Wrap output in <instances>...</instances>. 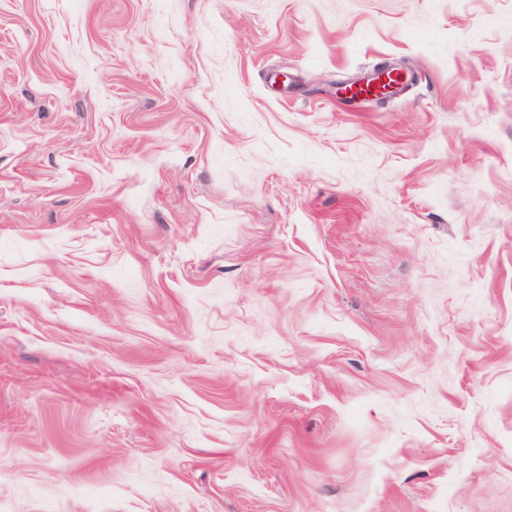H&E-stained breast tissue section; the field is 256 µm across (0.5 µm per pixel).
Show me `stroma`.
I'll return each instance as SVG.
<instances>
[{
    "mask_svg": "<svg viewBox=\"0 0 512 512\" xmlns=\"http://www.w3.org/2000/svg\"><path fill=\"white\" fill-rule=\"evenodd\" d=\"M0 512H512V0H0Z\"/></svg>",
    "mask_w": 512,
    "mask_h": 512,
    "instance_id": "1",
    "label": "stroma"
}]
</instances>
